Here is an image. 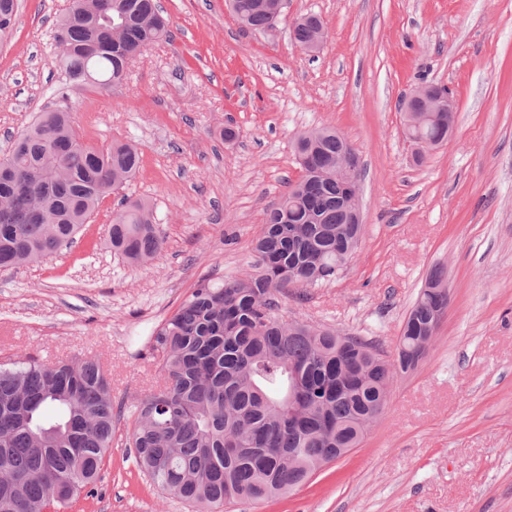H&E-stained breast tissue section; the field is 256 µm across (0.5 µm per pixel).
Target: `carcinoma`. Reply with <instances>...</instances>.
<instances>
[{"mask_svg": "<svg viewBox=\"0 0 512 512\" xmlns=\"http://www.w3.org/2000/svg\"><path fill=\"white\" fill-rule=\"evenodd\" d=\"M17 0H0V40L13 25ZM288 0H232L236 20L275 30ZM307 15L294 38H314ZM168 37L158 0H80L55 29L56 57L66 75L60 104L41 112L0 159V270L41 262L72 243L112 190L139 169L131 143H86L67 101L88 86L123 83L134 59ZM429 148L448 141V116L407 128ZM304 170L265 212L242 277L198 280L157 328L153 356L165 385L140 397L127 431L138 469L158 489L196 512L236 500L282 497L314 470L354 449L388 400L397 372L415 370L448 308L443 270L434 269L405 319L396 356L373 342L288 321L277 295L332 282L355 258L363 225L336 202L342 184L360 173V159L334 128L293 140ZM109 242L143 266L163 239L145 199H124L112 212ZM119 413L112 386L93 357L44 363L0 360V512H42L92 496L112 449Z\"/></svg>", "mask_w": 512, "mask_h": 512, "instance_id": "carcinoma-1", "label": "carcinoma"}]
</instances>
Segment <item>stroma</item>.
Masks as SVG:
<instances>
[{"label": "stroma", "instance_id": "stroma-1", "mask_svg": "<svg viewBox=\"0 0 512 512\" xmlns=\"http://www.w3.org/2000/svg\"><path fill=\"white\" fill-rule=\"evenodd\" d=\"M159 2L169 42L125 83L70 101L86 143L139 144V171L70 248L0 271V355L96 357L121 409L97 495L65 512H191L122 444L125 419L160 381L148 338L202 276L249 271L266 208L302 175L293 138L318 127L361 157L364 236L340 279L291 289L285 314L391 356L437 267L448 308L358 448L292 495L230 512H512V0H289L270 34L241 27L226 0ZM66 5L19 0L0 44V155L58 102L53 24ZM308 14L327 29L316 54L290 32ZM428 84L453 92L455 133L419 163L399 104ZM124 198L152 202L165 240L145 267L107 243Z\"/></svg>", "mask_w": 512, "mask_h": 512}]
</instances>
